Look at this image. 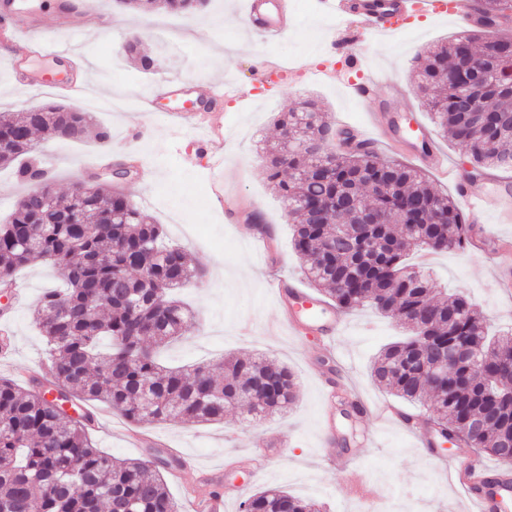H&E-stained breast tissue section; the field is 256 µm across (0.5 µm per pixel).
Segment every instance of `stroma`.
<instances>
[{"instance_id":"1","label":"stroma","mask_w":512,"mask_h":512,"mask_svg":"<svg viewBox=\"0 0 512 512\" xmlns=\"http://www.w3.org/2000/svg\"><path fill=\"white\" fill-rule=\"evenodd\" d=\"M90 2L93 10L111 23L110 33L79 28L76 16L59 10L56 0H30L41 25L59 42H74L84 57L90 92L125 99L128 109L92 113L94 130L103 127L110 133L104 142L94 131L78 141L35 135L34 162L53 163V186L63 197L92 178L108 190L122 191L142 206L153 222L164 225L168 238L203 269L206 282L202 287L178 293L193 307L195 327L160 352L163 364L189 366L228 353L263 355L287 365L298 385L299 396L290 410L261 421L246 419L242 410L233 409L219 424H146V431L165 435L196 462L180 479L168 480L173 498L185 504L189 490L200 482L201 469L208 467L224 472L220 486L224 512H240L242 501L267 487H281L315 501L325 512H365L369 506L376 512H471V503L448 480L445 461L455 456V448L444 449L445 460L439 463L417 444V435L431 430L425 407L393 396L370 379V364L378 350L405 336L400 322L368 309L345 315L344 328L334 341L340 357L326 359L317 336L288 333L269 286L268 258L252 244L253 234L266 232L281 271L300 276L287 207L271 188L257 151L260 141L276 139L277 114L295 109L309 98L322 106L329 121L366 123L368 105L318 75L319 70L336 68L339 60L328 40L336 27L335 17L324 13L321 0H293L295 12L287 35L270 43L249 30L244 0H207L192 14L159 8L146 17L120 8L116 0ZM75 27L80 30L76 39L70 34ZM459 32L452 21L414 14L396 36L383 40L365 37L357 50L358 76L379 75L403 85L406 94L393 109L400 123H407L413 111L420 113L423 121H430L416 88V58ZM133 36L138 39L140 54L158 60L160 71L140 70L135 59L123 51V43ZM27 38L22 30L13 41L0 43V112H22L57 101L50 92L31 94L10 76L8 59L25 54ZM262 59L283 62L285 72L262 84L254 81L252 72ZM160 74L205 84L225 80L251 89L248 100L228 97L221 105L226 128L224 190L248 211L260 215V223L240 221L211 208L207 203V155L198 153L188 139L176 137L167 105L141 111L142 97ZM99 154L115 155L117 162L134 167L133 177L116 183L107 170L85 166V159ZM485 218L483 231L503 243V250L490 254L473 250L417 253L411 260L432 271L436 291L467 295L487 318L493 333L512 334V291H502L494 280L495 273H512V223L500 221L491 198L485 201ZM19 285L26 293L25 302L8 319H0V329H9L12 336L10 355L0 358V378L34 369L48 360V347L31 317L42 293L61 287L60 272L50 262L37 261L22 269ZM326 377L337 389L366 404L389 403L414 415V427L402 428L368 413L350 421L338 410L334 413V438L322 441V380ZM92 408L104 421L92 431L99 448L120 459H154L153 451L125 442L120 432L126 424L123 416L100 402ZM342 454L352 464L346 480L325 465L326 459ZM353 479L376 489L372 504L352 496L349 482Z\"/></svg>"}]
</instances>
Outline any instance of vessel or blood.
Segmentation results:
<instances>
[{"instance_id":"vessel-or-blood-1","label":"vessel or blood","mask_w":512,"mask_h":512,"mask_svg":"<svg viewBox=\"0 0 512 512\" xmlns=\"http://www.w3.org/2000/svg\"><path fill=\"white\" fill-rule=\"evenodd\" d=\"M327 9L338 20V27L330 36V45L342 54L349 67H357L360 61L354 51L358 33L378 38H387L400 33L407 25L412 12L418 11L435 19H449L462 27H481L482 13L478 0H325ZM245 17L248 27L254 33L267 39L283 37L288 30V0H246ZM32 55L49 58L60 64L64 75L57 78L28 66L11 61L10 68L17 84L35 88L51 86L61 98L76 100L87 90L86 81H72L75 73L86 70L84 59L77 55L75 48L52 39L35 41ZM344 87L355 99L370 103L367 128L345 125L344 130L356 142L368 147L379 144L393 145L403 141L408 153L423 167H426L452 183L462 198L473 224L481 223L484 214L485 196H493L505 219H512V183L497 178L487 179L482 191H473L464 183L455 167L449 166L439 151L425 124L415 128H404L389 115L393 101L394 87L371 79L359 82H345ZM235 84L216 82L209 86L195 85L183 79L168 78L155 82L145 105H152L164 98L174 103L175 133L194 130L193 142L211 150L212 172L210 205L222 207L226 214L238 215L240 207L236 199L224 192V156L215 152L216 137L222 136V123H214L212 131L199 132L197 116L212 112L216 102L227 94L238 93ZM273 293L279 305L284 308V322L292 332L313 331L332 336L342 326L341 318L325 317L322 300L300 288L296 279L278 275L273 281ZM451 478L463 494L474 502L477 512H512V472L486 467L469 454L459 455Z\"/></svg>"}]
</instances>
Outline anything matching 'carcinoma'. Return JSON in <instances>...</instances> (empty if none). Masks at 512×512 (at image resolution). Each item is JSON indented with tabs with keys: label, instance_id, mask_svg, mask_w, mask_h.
Listing matches in <instances>:
<instances>
[{
	"label": "carcinoma",
	"instance_id": "obj_1",
	"mask_svg": "<svg viewBox=\"0 0 512 512\" xmlns=\"http://www.w3.org/2000/svg\"><path fill=\"white\" fill-rule=\"evenodd\" d=\"M480 5L490 22L512 16V0ZM510 70L512 35L488 30L459 34L418 57L423 104L481 174L512 170ZM463 80L476 89L478 114L459 96ZM275 123L279 140L264 152V166L294 221L302 275L337 310L369 307L408 330L380 351L372 378L407 402L429 397V422L454 434V447L481 449L511 469L512 337L490 338L466 295L434 294L426 273L406 261L414 250L472 244L473 225L457 200L411 165L363 145L333 147L323 137L330 125L310 99ZM89 125L90 113L76 105L1 112L0 139L12 149L0 152V166L16 163L18 177L34 180L40 173L21 163L33 136L80 139ZM36 259L61 267L67 288L46 290L33 312L50 351L48 387L24 389L0 378V512H179L163 475L174 462L112 458L90 439V416L69 415L49 398L54 389L74 401H103L134 424L222 421L228 407L241 406L244 389L256 392L248 409L255 419L296 402L295 376L275 360L229 354L189 369L157 361L160 347L194 326L173 293L205 273L125 195L95 188L41 206L24 194L9 223L0 224V284H12ZM446 345L468 347L475 362L448 367V380L436 382L427 360ZM470 419L486 427L463 436ZM241 512L321 507L274 487L248 497Z\"/></svg>",
	"mask_w": 512,
	"mask_h": 512
}]
</instances>
